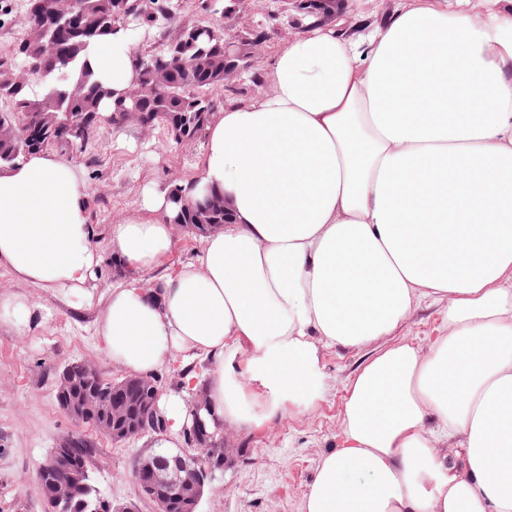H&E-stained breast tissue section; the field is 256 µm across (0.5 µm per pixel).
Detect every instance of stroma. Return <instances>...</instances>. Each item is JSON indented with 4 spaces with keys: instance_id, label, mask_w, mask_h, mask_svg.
<instances>
[{
    "instance_id": "stroma-1",
    "label": "stroma",
    "mask_w": 512,
    "mask_h": 512,
    "mask_svg": "<svg viewBox=\"0 0 512 512\" xmlns=\"http://www.w3.org/2000/svg\"><path fill=\"white\" fill-rule=\"evenodd\" d=\"M411 0H331V22L341 37L359 40L392 19ZM169 15L153 26L127 20L123 29L130 47L141 54L166 50L181 28L223 26L224 38L241 42L256 26L266 38L254 48L249 68L234 82L239 99L257 93L279 49L299 30L285 21L299 0H170ZM28 0H0V59L10 58L26 33ZM203 139L181 145L171 141L163 124L143 131L135 123H101L81 157L73 158L91 195L92 223L102 260L93 297L81 308L60 292L34 288L0 269V303L27 299L32 320L25 334L0 323V512H47L37 483L46 457L77 429L55 399L58 371L82 360L98 362L105 377L124 375L99 344L94 325L104 309L103 296L123 276L112 262L102 235L111 224L139 212L143 189L150 184L166 189L200 176L197 167ZM447 313L442 302L415 305L390 335L361 346L324 345L320 348L326 390L307 409L287 407L279 421L250 436L236 432V452L216 472L198 512H301L320 460L335 452L341 437L349 381L380 350L407 343L427 350L439 335ZM94 466L88 483L98 499L134 503L138 512H154L151 501L139 496L132 478L134 459L151 454L148 437L112 444L92 436Z\"/></svg>"
}]
</instances>
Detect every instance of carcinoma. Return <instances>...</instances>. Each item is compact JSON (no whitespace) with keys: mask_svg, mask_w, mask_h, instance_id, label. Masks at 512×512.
Masks as SVG:
<instances>
[{"mask_svg":"<svg viewBox=\"0 0 512 512\" xmlns=\"http://www.w3.org/2000/svg\"><path fill=\"white\" fill-rule=\"evenodd\" d=\"M79 12L83 31L71 38L58 41L49 31L39 38L27 37L17 48L31 74L53 81L45 93L36 92L29 84H15L13 64L7 60L0 62V102L9 104L8 109L0 110L1 167L26 156L24 130L14 134L12 129L20 123L30 129L40 124L41 115L32 109L35 101L47 100L43 111L52 118L45 136L49 147L83 152L85 142L71 137L70 122L84 118L98 125L105 118L100 103L112 97V91L86 67L85 58L102 37L114 32L117 21L112 17V0H80ZM168 14L169 5L164 0H143L133 17L147 25ZM224 43V34L216 26L183 28L178 47L143 57L142 69L159 65L165 68L166 86L136 106L129 100H115L105 119L117 125L122 109L135 106L146 119L165 124L177 122L196 134L203 131L215 105L199 98L197 90L223 81Z\"/></svg>","mask_w":512,"mask_h":512,"instance_id":"carcinoma-1","label":"carcinoma"}]
</instances>
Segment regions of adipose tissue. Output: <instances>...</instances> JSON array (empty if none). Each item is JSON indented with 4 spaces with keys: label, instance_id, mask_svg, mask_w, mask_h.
Listing matches in <instances>:
<instances>
[{
    "label": "adipose tissue",
    "instance_id": "obj_1",
    "mask_svg": "<svg viewBox=\"0 0 512 512\" xmlns=\"http://www.w3.org/2000/svg\"><path fill=\"white\" fill-rule=\"evenodd\" d=\"M488 2L477 21L418 0L362 45L324 27L289 40L267 90L206 127L184 197L215 188L231 220L195 260L166 263L167 191L146 187L139 215L110 225L130 275L95 335L130 372L182 369L153 447H176L199 389L209 425L261 431L323 395L319 342L369 343L440 300L448 329L428 352L392 345L348 383L302 512H512V13ZM88 63L117 97L138 68L119 32ZM90 218L63 157L0 168V268L77 307L101 261ZM434 420L461 436L459 461L437 452Z\"/></svg>",
    "mask_w": 512,
    "mask_h": 512
}]
</instances>
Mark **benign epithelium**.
<instances>
[{
  "label": "benign epithelium",
  "mask_w": 512,
  "mask_h": 512,
  "mask_svg": "<svg viewBox=\"0 0 512 512\" xmlns=\"http://www.w3.org/2000/svg\"><path fill=\"white\" fill-rule=\"evenodd\" d=\"M77 5L78 0L45 2L55 33L70 30ZM248 57L249 52L244 49L224 45L223 86H230L231 78L248 69ZM165 81L166 73L161 69L150 74L140 71L127 90V98L134 102L145 98ZM104 381L106 378L97 364L89 361L70 364L56 379V400L72 420L90 425L114 443L164 430L166 424L158 407L163 393L161 378L130 373L111 379V389L106 392L100 389ZM205 404V396L197 394L191 409L194 421L183 431L187 445L184 453L192 457L193 470L184 473L176 467L159 464L158 457L152 454L141 459L132 472L141 494L155 503V512H198L203 496L200 474H208L224 464V456L232 452L223 429L206 433L205 423L198 417L199 409ZM89 447L91 442L83 434L73 433L40 466L38 483L53 512H63L75 492L87 488Z\"/></svg>",
  "instance_id": "benign-epithelium-1"
}]
</instances>
